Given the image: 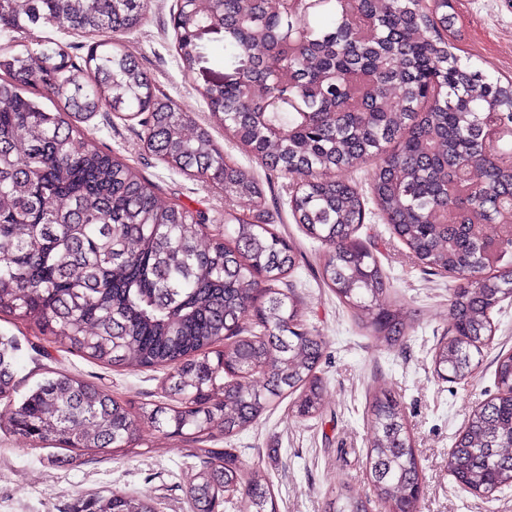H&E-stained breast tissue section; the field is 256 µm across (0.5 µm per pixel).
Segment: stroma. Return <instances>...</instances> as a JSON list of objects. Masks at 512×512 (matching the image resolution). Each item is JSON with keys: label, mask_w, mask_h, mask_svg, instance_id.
<instances>
[{"label": "stroma", "mask_w": 512, "mask_h": 512, "mask_svg": "<svg viewBox=\"0 0 512 512\" xmlns=\"http://www.w3.org/2000/svg\"><path fill=\"white\" fill-rule=\"evenodd\" d=\"M452 5L450 41L456 54L467 57L473 68L490 78L512 77V0H452ZM176 9L177 0H150L144 24L117 35L116 45L150 74L159 96L172 100L194 123L208 127L229 160L254 170L264 188L259 208L300 251L299 264L288 281L300 297L305 323L325 342L319 365L324 383L319 416H298L287 398L253 427L228 439L216 435L215 447L236 449L246 466L265 471L278 512H333L340 493L372 495L366 471L368 403L370 393L383 386L404 408L423 469L417 512H512V488L483 497L460 488L448 473V453L472 409L497 392L498 355L512 352V298L493 310L495 335L483 347L471 377L463 382L439 378L432 356L448 332L455 282L423 271L369 201L357 235L372 246L392 284L393 299L410 313L414 327L399 347L389 349L355 322L335 294L319 283L326 248L295 223L288 204L290 180L265 170L214 123L198 93L213 74L224 70L223 33L203 35L202 59L192 75H184L170 22ZM80 128L102 150L116 154L151 181L162 202L204 213L211 229L223 227V190L170 170L149 154L138 120H123L104 109ZM0 336L17 342L18 394H25L48 373L64 371L136 406L163 398L164 371L102 366L70 351L64 341L35 324L11 315L0 314ZM10 411L8 403L0 400V512H72L78 499L108 491L148 497L156 512H192L187 487L198 461L190 455L188 440L146 426L135 457L42 448L9 430Z\"/></svg>", "instance_id": "35a3bbf8"}]
</instances>
